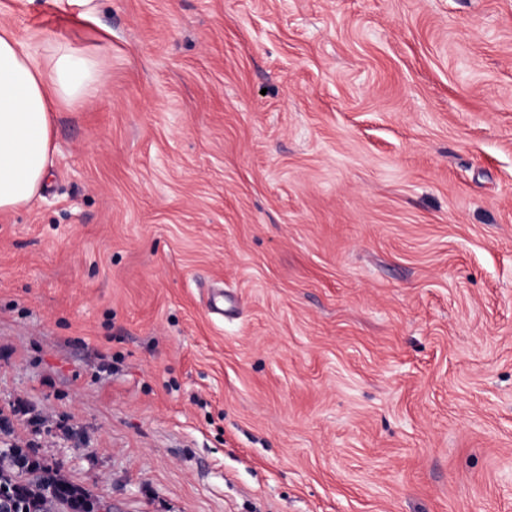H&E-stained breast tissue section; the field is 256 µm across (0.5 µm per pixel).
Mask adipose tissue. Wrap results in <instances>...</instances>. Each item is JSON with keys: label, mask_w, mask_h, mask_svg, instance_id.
I'll use <instances>...</instances> for the list:
<instances>
[{"label": "adipose tissue", "mask_w": 512, "mask_h": 512, "mask_svg": "<svg viewBox=\"0 0 512 512\" xmlns=\"http://www.w3.org/2000/svg\"><path fill=\"white\" fill-rule=\"evenodd\" d=\"M101 85L99 65L90 55L56 41L43 56L0 30L1 211L28 203L46 179L57 107H76Z\"/></svg>", "instance_id": "ef3b65f1"}]
</instances>
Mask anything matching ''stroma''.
<instances>
[{
  "mask_svg": "<svg viewBox=\"0 0 512 512\" xmlns=\"http://www.w3.org/2000/svg\"><path fill=\"white\" fill-rule=\"evenodd\" d=\"M0 28L103 75L0 212L13 442L112 512H512V0Z\"/></svg>",
  "mask_w": 512,
  "mask_h": 512,
  "instance_id": "35a3bbf8",
  "label": "stroma"
}]
</instances>
